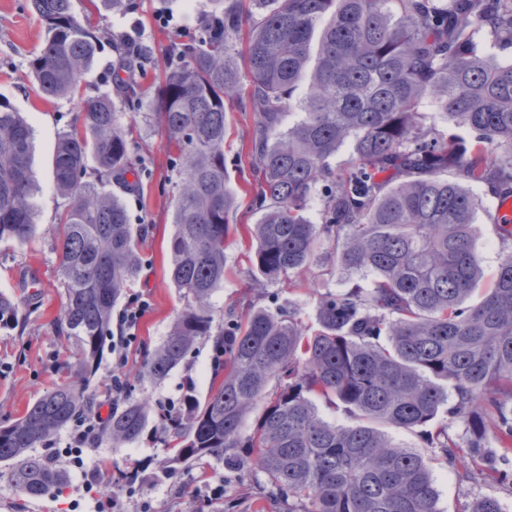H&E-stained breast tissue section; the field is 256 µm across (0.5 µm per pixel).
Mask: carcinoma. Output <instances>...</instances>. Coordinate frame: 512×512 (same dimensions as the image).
<instances>
[{
	"label": "carcinoma",
	"mask_w": 512,
	"mask_h": 512,
	"mask_svg": "<svg viewBox=\"0 0 512 512\" xmlns=\"http://www.w3.org/2000/svg\"><path fill=\"white\" fill-rule=\"evenodd\" d=\"M210 3L196 13L195 34L171 44L147 102L176 151L169 277L186 305L166 339L145 349L140 378L164 381L211 338V390L203 399L186 392L172 411L126 393L95 420L90 383L112 341V310L141 274L146 232L108 189L129 190L144 172L118 112L140 99L134 73L150 62L132 37L108 65L112 89L81 101L79 125L52 158L66 202L50 228L66 298L56 330L72 339L79 370L0 424V479L26 498L57 494L64 463L36 448L65 428L123 448L154 414L160 444L173 450L167 469L192 471L210 458L255 466L287 512H438L430 467L395 431L419 433L450 466L462 463V481L512 485V224L498 225L501 262L474 303L483 277L477 202L444 178L455 167L490 185L500 204L512 199V62L484 57L476 41L488 28L512 45V0ZM30 6L46 30L32 77L47 97H73L103 31L81 22L72 0ZM235 99L253 118L248 164L262 210L250 230L254 287L296 285L319 248L330 275L372 274L365 286L318 294L314 330L294 308L250 306L215 323L211 296L224 284L236 205L224 171L226 103ZM424 101L470 139L439 133L418 111ZM291 105L303 118L284 131ZM348 141L354 157L338 172L332 159ZM32 150L31 126L0 103V242L23 244L37 230ZM316 195L314 223L306 211ZM20 323V301L0 292V330ZM317 398L351 424L326 421ZM456 423L468 434L462 446L448 436Z\"/></svg>",
	"instance_id": "obj_1"
}]
</instances>
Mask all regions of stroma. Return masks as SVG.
Segmentation results:
<instances>
[{
	"instance_id": "35a3bbf8",
	"label": "stroma",
	"mask_w": 512,
	"mask_h": 512,
	"mask_svg": "<svg viewBox=\"0 0 512 512\" xmlns=\"http://www.w3.org/2000/svg\"><path fill=\"white\" fill-rule=\"evenodd\" d=\"M208 0H133V12L112 10L108 0H74L78 18H85L98 28L116 35L138 30L140 39L151 50L155 61L165 59V49L185 31L194 29L195 11ZM45 39V29L29 8V0H0V102L21 112L34 134L32 167L37 182V233L27 243H0V291L21 296L24 323L11 331H0V422L22 417L28 406L67 376L66 366L74 362L72 342L57 335L54 322L60 315L64 291L60 286L58 258L51 225L62 201L53 190L52 155L60 134L74 124L80 110L78 98H52L38 93L30 79L28 61ZM145 107L126 104L122 122L131 126L147 169L138 185L124 195L132 224L149 225L141 241L146 265L131 284L143 293L151 306L137 329L139 341L160 344L167 336L184 301L168 275V239L172 232V200L177 191L172 150L156 124L145 116ZM250 115L240 112L237 104L227 108V134L224 141V166L229 186L236 196L231 216L238 231L232 234L226 250L228 274L214 292L211 304L215 313L229 306L249 305L276 310L292 306L308 326H316V296L344 288L341 276H330L321 268L304 275L303 283L291 287L284 283L268 285L263 290L251 286V266L247 227L258 223L261 212L254 198L257 186L248 181L247 145ZM448 179L461 182L477 196L481 206L475 223L481 264L486 274H493L500 261L501 245L496 226L500 223L499 204L488 185L449 169ZM210 340H199L184 363L160 384L137 385L141 363L140 350H133L126 367L129 382L136 393L148 395L155 402H170L180 397L185 385H192L198 397H205L211 380ZM156 419H149L143 434L124 448L99 445L80 449L82 461L99 465L98 490L87 493L82 469L69 467L68 482L60 496L28 499L19 496L4 480L0 481V512H222L227 500H235L236 512H283L270 500L263 479L254 469L235 470L214 460L202 470L165 471L169 451L155 439ZM397 441L415 448L433 471L439 492V512H462L473 500L496 498L502 512H512V488L483 480L459 481L439 449L425 447L412 432H396ZM146 469L150 479L129 487L118 483L120 472ZM219 497H212V490Z\"/></svg>"
}]
</instances>
